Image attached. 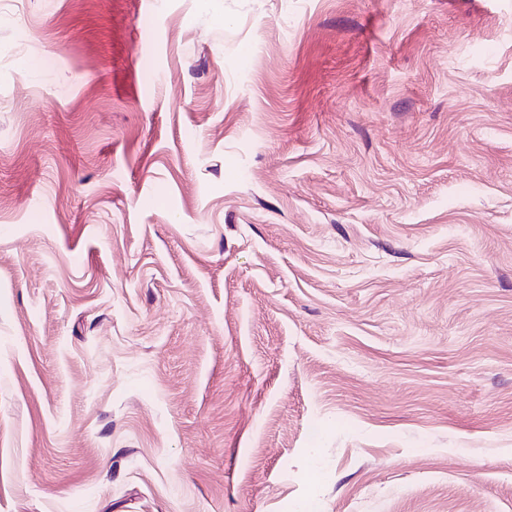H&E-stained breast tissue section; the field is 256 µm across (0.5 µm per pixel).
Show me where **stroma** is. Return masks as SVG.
Returning <instances> with one entry per match:
<instances>
[{"instance_id":"obj_1","label":"stroma","mask_w":512,"mask_h":512,"mask_svg":"<svg viewBox=\"0 0 512 512\" xmlns=\"http://www.w3.org/2000/svg\"><path fill=\"white\" fill-rule=\"evenodd\" d=\"M0 512H512V0H0Z\"/></svg>"}]
</instances>
